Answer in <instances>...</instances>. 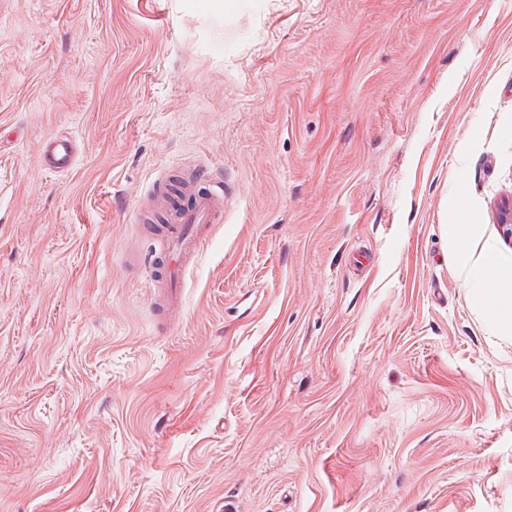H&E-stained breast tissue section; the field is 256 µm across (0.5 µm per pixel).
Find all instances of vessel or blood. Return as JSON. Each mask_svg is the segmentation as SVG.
<instances>
[{
	"instance_id": "obj_1",
	"label": "vessel or blood",
	"mask_w": 512,
	"mask_h": 512,
	"mask_svg": "<svg viewBox=\"0 0 512 512\" xmlns=\"http://www.w3.org/2000/svg\"><path fill=\"white\" fill-rule=\"evenodd\" d=\"M73 154V145L60 140L45 150L44 161L50 167L67 170L73 165ZM156 213L166 223V243L159 251L147 253L145 261L162 286L161 306L169 318L176 319L182 313L185 277L204 246L205 231L224 218V185L212 181L200 187L192 181L172 192L157 188L149 206L139 214L140 223H148Z\"/></svg>"
}]
</instances>
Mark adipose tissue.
I'll use <instances>...</instances> for the list:
<instances>
[{
    "instance_id": "1",
    "label": "adipose tissue",
    "mask_w": 512,
    "mask_h": 512,
    "mask_svg": "<svg viewBox=\"0 0 512 512\" xmlns=\"http://www.w3.org/2000/svg\"><path fill=\"white\" fill-rule=\"evenodd\" d=\"M448 248L466 287L472 288L489 319L503 335H512V260L495 242H485L481 254H473L470 241L478 232L474 224L448 225Z\"/></svg>"
}]
</instances>
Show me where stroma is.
Segmentation results:
<instances>
[{
  "instance_id": "35a3bbf8",
  "label": "stroma",
  "mask_w": 512,
  "mask_h": 512,
  "mask_svg": "<svg viewBox=\"0 0 512 512\" xmlns=\"http://www.w3.org/2000/svg\"><path fill=\"white\" fill-rule=\"evenodd\" d=\"M196 167L173 322L136 216ZM508 197L512 0H0V512H512L444 233L512 259ZM73 145L65 140H56L44 152V161L49 167L68 170L73 165Z\"/></svg>"
}]
</instances>
